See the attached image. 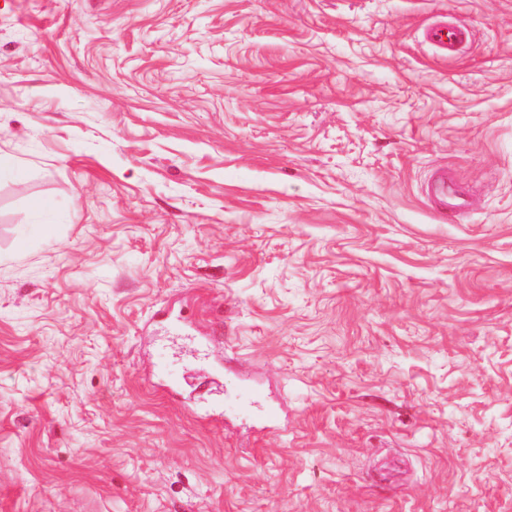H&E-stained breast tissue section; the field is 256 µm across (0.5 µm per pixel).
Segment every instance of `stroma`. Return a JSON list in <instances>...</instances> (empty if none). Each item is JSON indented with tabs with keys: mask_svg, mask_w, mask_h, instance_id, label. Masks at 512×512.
<instances>
[{
	"mask_svg": "<svg viewBox=\"0 0 512 512\" xmlns=\"http://www.w3.org/2000/svg\"><path fill=\"white\" fill-rule=\"evenodd\" d=\"M0 160V512H512V0H0ZM468 29L458 22H439L433 24L426 32V38L434 47L448 55L456 51L468 37ZM424 192L434 206L445 212H461L468 207L465 195L452 187L447 169H438L427 181Z\"/></svg>",
	"mask_w": 512,
	"mask_h": 512,
	"instance_id": "35a3bbf8",
	"label": "stroma"
}]
</instances>
